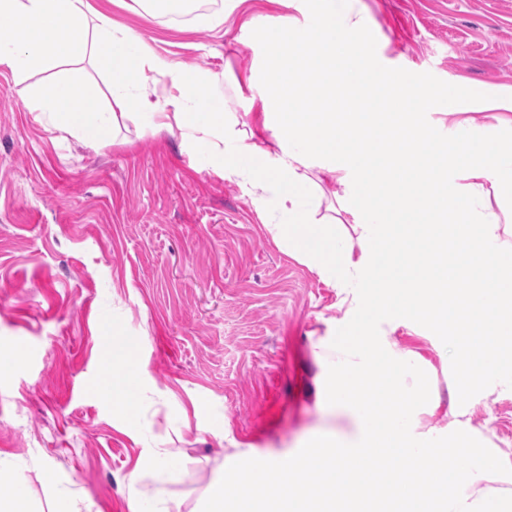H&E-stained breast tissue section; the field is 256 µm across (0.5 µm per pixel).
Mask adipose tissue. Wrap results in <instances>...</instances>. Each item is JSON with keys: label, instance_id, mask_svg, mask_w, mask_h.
Returning <instances> with one entry per match:
<instances>
[{"label": "adipose tissue", "instance_id": "obj_1", "mask_svg": "<svg viewBox=\"0 0 512 512\" xmlns=\"http://www.w3.org/2000/svg\"><path fill=\"white\" fill-rule=\"evenodd\" d=\"M321 2L329 49L304 58L313 32L291 19L297 45L273 78L283 92L263 98L251 125L225 111L222 101L203 98L211 70L185 72L114 25L92 0H0V70L11 73L37 121L86 145L108 144L132 107L143 129L176 140L195 167L243 178L257 212H265L267 186L276 184L288 249L328 282L347 279L353 297L346 313L366 333L319 345L330 381L328 413L346 425L340 431L320 425V447L271 461L289 485L290 501L328 512L327 485L310 479L317 471L331 474L353 496L379 484L372 448L378 442L391 458L427 466L426 476L406 471L402 482L426 491L435 512H512V457L472 426L469 403L512 392V138L461 121L452 147L432 154L424 148L425 129H418L416 141L392 148V160L412 172L402 184L382 181L360 143L318 147L317 127L284 122L282 114L302 115L312 92L335 111L329 87L339 72L337 57L345 59L347 96L393 88L411 102L440 96L437 86L370 60L365 28L349 0ZM50 69L54 80L37 81ZM95 73L107 80L104 109L94 103ZM160 77L165 94L154 100L145 89ZM328 181L343 188L337 217L319 213ZM493 193L504 202L501 210L488 202ZM422 201L436 218L452 215L454 224L420 225L415 205ZM394 323L458 327L454 339H430L433 347L452 350L447 395L433 388L426 360L390 344L386 328ZM392 396L401 398L402 408L381 414L374 400ZM441 408L448 426L423 427L422 415ZM447 447L463 457L462 469L432 466L436 449ZM264 499L255 482L242 478L231 488L219 481L210 486L205 512L224 502L232 512H258Z\"/></svg>", "mask_w": 512, "mask_h": 512}]
</instances>
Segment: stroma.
I'll list each match as a JSON object with an SVG mask.
<instances>
[{
	"label": "stroma",
	"mask_w": 512,
	"mask_h": 512,
	"mask_svg": "<svg viewBox=\"0 0 512 512\" xmlns=\"http://www.w3.org/2000/svg\"><path fill=\"white\" fill-rule=\"evenodd\" d=\"M211 28L144 19L110 0L113 20L192 71L212 97L254 122L289 39L288 19L322 35L314 11L248 0ZM367 48L415 79L453 87L475 124L498 125L486 101L512 93V0H357ZM121 142L93 148L36 122L0 74V456L39 512L68 496L77 512H131L140 493L190 512L212 482H267L234 457L306 445L326 408L322 339L357 332L332 287L276 237L244 186L192 168L176 141L126 121ZM126 337L142 372L125 367ZM137 426L127 429V405ZM475 427L512 453V393L477 404ZM181 458L156 484L151 451Z\"/></svg>",
	"instance_id": "stroma-1"
}]
</instances>
